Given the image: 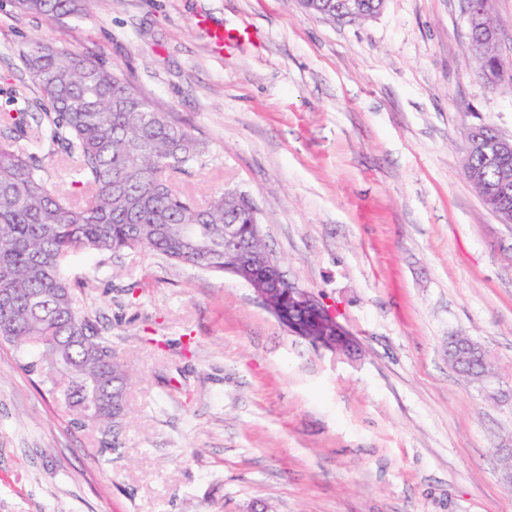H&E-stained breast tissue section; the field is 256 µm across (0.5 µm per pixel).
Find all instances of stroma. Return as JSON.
<instances>
[{"instance_id":"stroma-1","label":"stroma","mask_w":512,"mask_h":512,"mask_svg":"<svg viewBox=\"0 0 512 512\" xmlns=\"http://www.w3.org/2000/svg\"><path fill=\"white\" fill-rule=\"evenodd\" d=\"M38 43L191 126L187 188L247 194L361 355L289 335L233 277L79 253L77 302L140 376L122 449L100 453L0 347V512H512V399L448 361L449 336L472 337L512 386V224L463 174L467 127L512 136V86L484 79L465 0H386L356 23L296 0H104L59 22L0 0V113L47 111Z\"/></svg>"}]
</instances>
